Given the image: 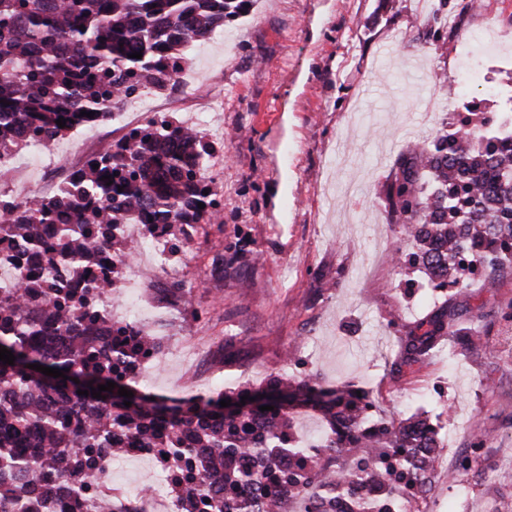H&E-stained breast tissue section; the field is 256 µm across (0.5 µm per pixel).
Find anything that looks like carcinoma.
I'll return each mask as SVG.
<instances>
[{"label":"carcinoma","mask_w":512,"mask_h":512,"mask_svg":"<svg viewBox=\"0 0 512 512\" xmlns=\"http://www.w3.org/2000/svg\"><path fill=\"white\" fill-rule=\"evenodd\" d=\"M251 3L0 0V153L31 137L51 143L89 120L110 119L141 89L174 85L188 48ZM61 117L63 128L55 123ZM211 150L178 122H154L90 162L57 196L0 212V243L15 260L44 258L68 269L60 280L23 279L0 297V348L15 356L12 365L0 361V512L23 503L78 512L81 500L60 477L69 471L92 482L82 458L108 455L119 436L165 450L174 481L185 486L183 512H290L291 502L303 512H339L343 500L347 512H390L404 490L414 498L422 480L432 481L437 427L423 413L396 424L377 419L348 385L315 377L243 385L224 394L244 402L228 413L217 401L185 407L144 392L129 400L116 391L100 399L77 393L109 381L136 387L132 370L152 339L109 332L76 305L100 251L125 246L109 234L106 212L134 208L150 233L175 239L210 223L213 195L196 172ZM388 208L413 245L408 264L428 282L464 294L476 262L484 287L495 288L497 273L512 270V131L487 125L470 107L455 113L451 129L400 158ZM489 316L482 307L427 314L406 333L400 364L426 362L450 330L463 337L461 351L478 349ZM30 364L63 375L35 376ZM266 405L274 410H259ZM303 410L327 424L311 442L293 431Z\"/></svg>","instance_id":"cac0c4a2"}]
</instances>
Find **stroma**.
Wrapping results in <instances>:
<instances>
[{
  "label": "stroma",
  "instance_id": "stroma-1",
  "mask_svg": "<svg viewBox=\"0 0 512 512\" xmlns=\"http://www.w3.org/2000/svg\"><path fill=\"white\" fill-rule=\"evenodd\" d=\"M463 2L435 0L457 19L452 33L429 17L412 22L406 0H254L223 34L195 43L188 80L217 100L206 139L222 158L212 190L223 210L197 225L187 251L158 257L130 305L174 348L148 367L146 391L208 397L215 384L227 391L275 375L350 384L387 420L420 410L438 422L432 490L418 512H512V468L497 464L512 458L503 321L488 326L477 354H459L451 336L426 365H397L419 318L449 298L499 308L512 300V274L491 292L429 301L396 251H372L398 238L387 207L398 156L468 103L499 111V92L512 89V0H485L477 13ZM492 31L506 43L499 58L481 54ZM386 44L396 52L379 70ZM465 45L495 96L449 100ZM93 135L71 131L53 157H24L19 179L0 173V192L38 185L48 160L67 162ZM241 240L244 253L227 267ZM173 265L199 279L190 304H178L162 274ZM471 430L485 443L458 456Z\"/></svg>",
  "mask_w": 512,
  "mask_h": 512
}]
</instances>
